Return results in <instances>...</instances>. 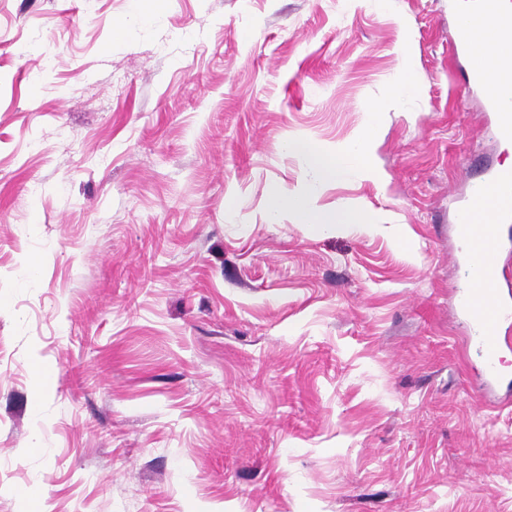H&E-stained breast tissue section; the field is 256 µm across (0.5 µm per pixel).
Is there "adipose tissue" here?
Here are the masks:
<instances>
[{
    "label": "adipose tissue",
    "instance_id": "obj_1",
    "mask_svg": "<svg viewBox=\"0 0 512 512\" xmlns=\"http://www.w3.org/2000/svg\"><path fill=\"white\" fill-rule=\"evenodd\" d=\"M469 51L475 60L483 63L488 62L493 52L512 58V34L504 30L499 17L485 18L482 22V35L470 45ZM418 90L419 80L415 67L410 56H403L401 67L389 84L385 101L368 107L363 125L346 146L327 152L310 139L292 137L285 142L284 148L288 154L301 158L306 167L323 180H336L347 175L371 176L372 150L382 113L391 108L404 107ZM286 215L296 224L338 226L360 221L354 209L345 204L338 205L333 211L318 213L311 196L304 192L277 194L270 198L267 206L269 223H280Z\"/></svg>",
    "mask_w": 512,
    "mask_h": 512
}]
</instances>
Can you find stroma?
Masks as SVG:
<instances>
[{"mask_svg":"<svg viewBox=\"0 0 512 512\" xmlns=\"http://www.w3.org/2000/svg\"><path fill=\"white\" fill-rule=\"evenodd\" d=\"M475 2L0 0V512H512L448 238L512 158ZM404 47L375 174L316 182L285 142L350 141ZM300 188L372 226L268 223ZM497 88L488 87V74L483 66L471 61L464 74L461 89L482 91L485 106L493 117L496 133L501 141L512 142V60L504 59L496 65Z\"/></svg>","mask_w":512,"mask_h":512,"instance_id":"obj_1","label":"stroma"}]
</instances>
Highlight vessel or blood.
Wrapping results in <instances>:
<instances>
[{"label":"vessel or blood","instance_id":"vessel-or-blood-1","mask_svg":"<svg viewBox=\"0 0 512 512\" xmlns=\"http://www.w3.org/2000/svg\"><path fill=\"white\" fill-rule=\"evenodd\" d=\"M492 77L497 80V88L493 91L488 88V80ZM492 77L484 67L470 64L461 88L482 90L499 139L512 142V60H501ZM488 198L495 202L494 224L472 223L471 214L477 202ZM511 223L512 169L499 167L470 188L468 200L458 210L453 226L454 236L466 246L465 264L469 278L468 286L457 292V306L468 335L473 337L483 357L485 372L492 378L502 375L501 329L512 321V301L499 293V258L508 248L502 229Z\"/></svg>","mask_w":512,"mask_h":512}]
</instances>
